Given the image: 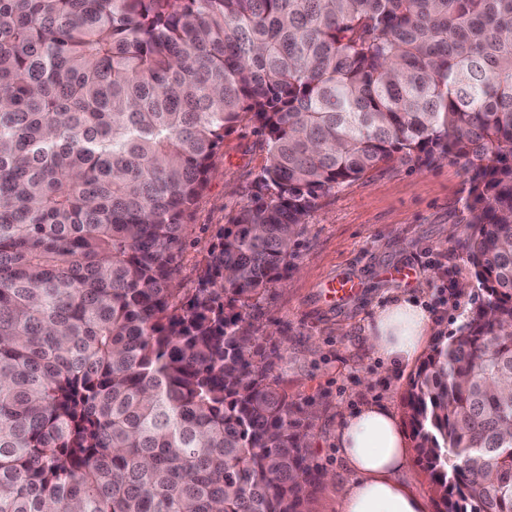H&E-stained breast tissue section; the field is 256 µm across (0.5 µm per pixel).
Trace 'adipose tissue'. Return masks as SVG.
<instances>
[{"instance_id":"ef3b65f1","label":"adipose tissue","mask_w":512,"mask_h":512,"mask_svg":"<svg viewBox=\"0 0 512 512\" xmlns=\"http://www.w3.org/2000/svg\"><path fill=\"white\" fill-rule=\"evenodd\" d=\"M430 330L421 302L397 296L376 307L367 338L374 353L402 367L421 354ZM336 446L350 475L339 490L338 512H429L426 496L407 480L410 448L390 407L370 402L345 412Z\"/></svg>"}]
</instances>
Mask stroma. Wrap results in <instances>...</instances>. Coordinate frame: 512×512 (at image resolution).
Instances as JSON below:
<instances>
[{"label":"stroma","instance_id":"1","mask_svg":"<svg viewBox=\"0 0 512 512\" xmlns=\"http://www.w3.org/2000/svg\"><path fill=\"white\" fill-rule=\"evenodd\" d=\"M266 160L253 122L225 136L190 218L194 231L179 273L184 287L194 286L217 229L248 201ZM468 188L464 169L449 161L393 164L345 184L308 217L287 276L252 302L261 346L284 355L273 376L299 406L310 464L322 474L307 512H337L338 487L348 479L335 443L342 412L375 402L404 413L416 367L387 366L369 348L375 307L400 294L417 296L426 303L432 335L448 336L475 304L472 268L449 237L466 230ZM403 267L413 272L406 282L392 275ZM344 275L361 281L358 294L341 305L326 301V281Z\"/></svg>","mask_w":512,"mask_h":512}]
</instances>
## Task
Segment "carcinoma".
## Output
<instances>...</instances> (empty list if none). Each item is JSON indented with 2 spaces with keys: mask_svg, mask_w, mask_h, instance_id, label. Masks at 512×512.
Masks as SVG:
<instances>
[{
  "mask_svg": "<svg viewBox=\"0 0 512 512\" xmlns=\"http://www.w3.org/2000/svg\"><path fill=\"white\" fill-rule=\"evenodd\" d=\"M245 120L266 164L182 288ZM446 159L480 294L406 417L436 512H512V0H0V512H304L250 301L321 198Z\"/></svg>",
  "mask_w": 512,
  "mask_h": 512,
  "instance_id": "carcinoma-1",
  "label": "carcinoma"
}]
</instances>
